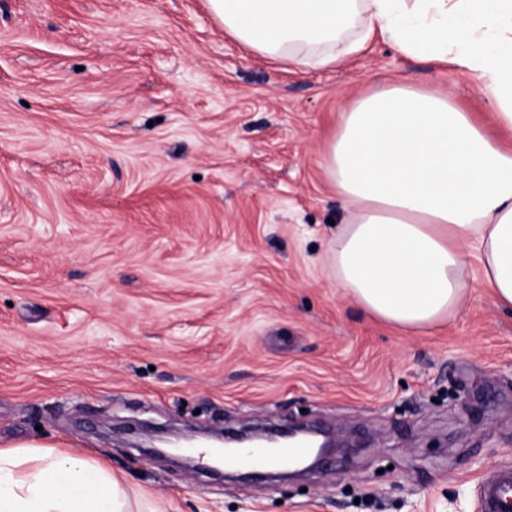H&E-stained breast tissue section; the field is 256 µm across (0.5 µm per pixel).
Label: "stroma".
I'll return each instance as SVG.
<instances>
[{
	"label": "stroma",
	"mask_w": 512,
	"mask_h": 512,
	"mask_svg": "<svg viewBox=\"0 0 512 512\" xmlns=\"http://www.w3.org/2000/svg\"><path fill=\"white\" fill-rule=\"evenodd\" d=\"M400 83L493 123L467 71L377 36L286 66L208 0H0V448L102 462L132 512H478V479L512 468V308L478 284L407 331L328 266L326 141ZM131 420L341 447L220 481L125 447ZM309 430L315 437H321L322 441L320 445L318 446V450L314 456V459L312 461V467H318L319 464L322 462L324 458L335 452L336 447V440L333 435H331L328 432L321 431L314 428H308L301 425H294L291 427H288V430H281V431H275L270 432L269 437L266 438L264 441H266L269 444H277L280 442L281 439H284L286 437H291L295 434H297L299 431L302 430Z\"/></svg>",
	"instance_id": "1"
}]
</instances>
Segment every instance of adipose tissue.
I'll list each match as a JSON object with an SVG mask.
<instances>
[{
    "mask_svg": "<svg viewBox=\"0 0 512 512\" xmlns=\"http://www.w3.org/2000/svg\"><path fill=\"white\" fill-rule=\"evenodd\" d=\"M225 33L284 64L327 67L379 34L470 71L512 130V0H208ZM322 167L350 206L329 243L337 288L404 330L462 307L478 264L512 307V149L447 97L410 85L344 113ZM0 512H127L104 467L39 444L0 448Z\"/></svg>",
    "mask_w": 512,
    "mask_h": 512,
    "instance_id": "obj_1",
    "label": "adipose tissue"
}]
</instances>
